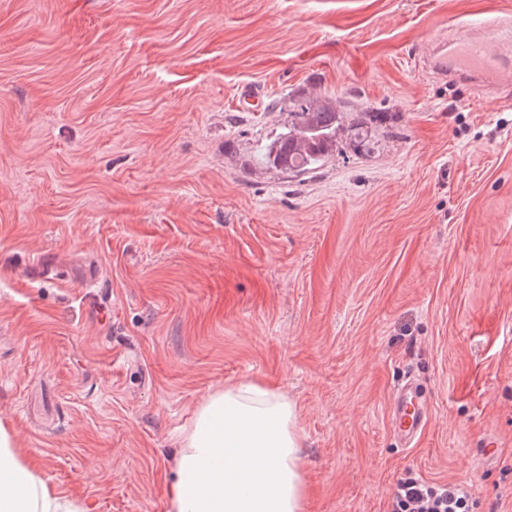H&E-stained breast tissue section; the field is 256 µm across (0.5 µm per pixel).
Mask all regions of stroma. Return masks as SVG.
Returning a JSON list of instances; mask_svg holds the SVG:
<instances>
[{"mask_svg":"<svg viewBox=\"0 0 512 512\" xmlns=\"http://www.w3.org/2000/svg\"><path fill=\"white\" fill-rule=\"evenodd\" d=\"M458 19L512 29V0H0V420L47 479L165 512L203 399L260 381L307 512H388L408 474L512 512V99L427 69ZM310 92L389 119L260 164ZM360 114L356 118L352 119V122L350 125H348V129L351 132V139H354L356 143H358L359 146L366 147L370 144L372 141V131L371 126H368L363 119V116H370L371 120H383V118H386L385 112H356ZM394 434L403 442L413 441L428 420V402L420 385L408 376L394 390L389 406Z\"/></svg>","mask_w":512,"mask_h":512,"instance_id":"stroma-1","label":"stroma"}]
</instances>
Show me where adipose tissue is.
<instances>
[{
    "label": "adipose tissue",
    "instance_id": "obj_1",
    "mask_svg": "<svg viewBox=\"0 0 512 512\" xmlns=\"http://www.w3.org/2000/svg\"><path fill=\"white\" fill-rule=\"evenodd\" d=\"M296 409L258 382L210 393L180 435L166 512H306ZM0 512H93L60 492L0 423Z\"/></svg>",
    "mask_w": 512,
    "mask_h": 512
}]
</instances>
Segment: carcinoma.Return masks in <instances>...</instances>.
<instances>
[{
    "label": "carcinoma",
    "instance_id": "1",
    "mask_svg": "<svg viewBox=\"0 0 512 512\" xmlns=\"http://www.w3.org/2000/svg\"><path fill=\"white\" fill-rule=\"evenodd\" d=\"M291 117L287 132L280 134L264 146L265 163L287 174H306L316 169L329 154L336 150V129L344 113L326 98L298 95L288 98ZM368 115L383 120L384 112L360 113L352 119L348 129L358 145L366 147L372 141L370 126L363 120Z\"/></svg>",
    "mask_w": 512,
    "mask_h": 512
}]
</instances>
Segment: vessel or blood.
<instances>
[{
  "label": "vessel or blood",
  "mask_w": 512,
  "mask_h": 512,
  "mask_svg": "<svg viewBox=\"0 0 512 512\" xmlns=\"http://www.w3.org/2000/svg\"><path fill=\"white\" fill-rule=\"evenodd\" d=\"M429 68L439 77L460 79L473 88L512 87V32L493 23L457 25L448 39L436 40ZM389 417L395 435L413 441L428 420V402L414 377L394 390Z\"/></svg>",
  "instance_id": "1"
}]
</instances>
